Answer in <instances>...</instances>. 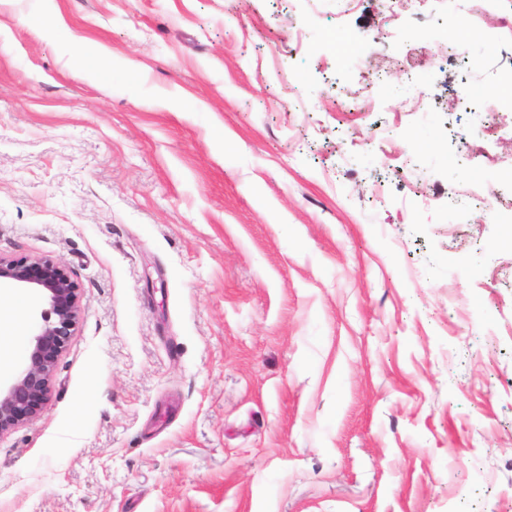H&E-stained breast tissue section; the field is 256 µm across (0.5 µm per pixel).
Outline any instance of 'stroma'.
<instances>
[{
    "mask_svg": "<svg viewBox=\"0 0 512 512\" xmlns=\"http://www.w3.org/2000/svg\"><path fill=\"white\" fill-rule=\"evenodd\" d=\"M458 5L0 0V255L80 286L0 512H512V0L464 62Z\"/></svg>",
    "mask_w": 512,
    "mask_h": 512,
    "instance_id": "obj_1",
    "label": "stroma"
}]
</instances>
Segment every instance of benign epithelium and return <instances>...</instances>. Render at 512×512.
<instances>
[{
  "instance_id": "obj_1",
  "label": "benign epithelium",
  "mask_w": 512,
  "mask_h": 512,
  "mask_svg": "<svg viewBox=\"0 0 512 512\" xmlns=\"http://www.w3.org/2000/svg\"><path fill=\"white\" fill-rule=\"evenodd\" d=\"M22 289L47 304L24 367L0 386V436L38 415L57 361L79 322V286L61 262L0 257V289Z\"/></svg>"
}]
</instances>
